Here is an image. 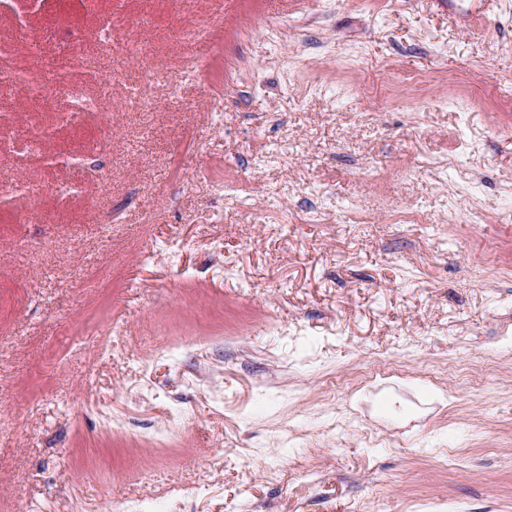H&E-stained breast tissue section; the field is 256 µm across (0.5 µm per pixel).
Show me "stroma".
Returning a JSON list of instances; mask_svg holds the SVG:
<instances>
[{"label": "stroma", "instance_id": "obj_1", "mask_svg": "<svg viewBox=\"0 0 512 512\" xmlns=\"http://www.w3.org/2000/svg\"><path fill=\"white\" fill-rule=\"evenodd\" d=\"M54 8L7 64L105 111L0 174V512H512V0H112L109 90Z\"/></svg>", "mask_w": 512, "mask_h": 512}]
</instances>
